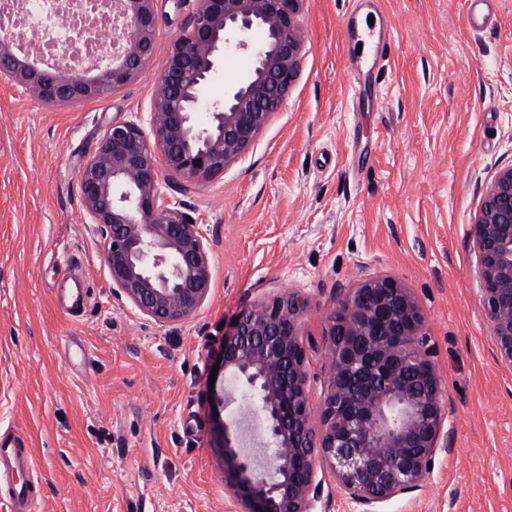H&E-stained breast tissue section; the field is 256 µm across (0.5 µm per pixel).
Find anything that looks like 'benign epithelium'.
<instances>
[{"instance_id": "benign-epithelium-1", "label": "benign epithelium", "mask_w": 512, "mask_h": 512, "mask_svg": "<svg viewBox=\"0 0 512 512\" xmlns=\"http://www.w3.org/2000/svg\"><path fill=\"white\" fill-rule=\"evenodd\" d=\"M154 2L117 0L121 45L103 43L88 68L32 56L26 33L1 20L0 79L50 105L114 92L152 60ZM300 2L197 0L159 74L150 132L113 123L79 169L84 217L100 231L113 290L160 326L195 315L213 288L211 245L162 183L196 184L223 172L280 109L300 69ZM254 30L262 32L255 46ZM231 46L251 50V67L224 101H210L206 88ZM474 240L497 359L512 367V167L487 190ZM299 317L294 296H277L242 311L224 336V372L250 393L272 447L261 471L238 446L235 424L224 423V494L243 512H314L324 461L341 496L376 512L416 490L441 448L443 392L422 350L420 309L388 278L368 279L339 300L329 317L331 371L318 425Z\"/></svg>"}]
</instances>
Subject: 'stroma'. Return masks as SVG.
Instances as JSON below:
<instances>
[{
    "instance_id": "35a3bbf8",
    "label": "stroma",
    "mask_w": 512,
    "mask_h": 512,
    "mask_svg": "<svg viewBox=\"0 0 512 512\" xmlns=\"http://www.w3.org/2000/svg\"><path fill=\"white\" fill-rule=\"evenodd\" d=\"M195 0H156L149 68L107 96L44 105L0 80V428L23 435L35 512H241L224 494L218 445L229 417L252 421L244 389L215 372L225 325L295 294L311 402L330 365L329 316L370 278L396 280L423 316L444 393L445 444L419 488L382 512H512V367L498 361L481 306L473 227L496 174L512 167V0H302L300 74L240 159L181 190L212 249L213 290L191 318L148 321L112 290L101 236L82 214L78 171L106 128L148 126L159 72ZM393 33L378 77L358 79L352 32ZM250 67L224 54L207 87L220 100ZM87 268L78 316L56 288ZM233 394L227 407L215 394Z\"/></svg>"
}]
</instances>
